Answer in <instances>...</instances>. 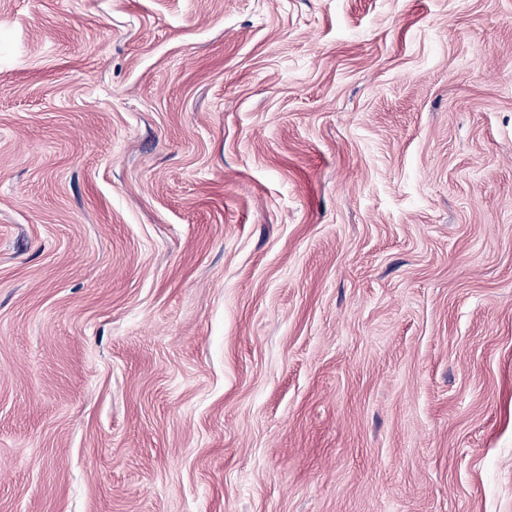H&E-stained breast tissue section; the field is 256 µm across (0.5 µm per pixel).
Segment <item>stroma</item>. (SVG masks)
I'll return each instance as SVG.
<instances>
[{
	"instance_id": "35a3bbf8",
	"label": "stroma",
	"mask_w": 512,
	"mask_h": 512,
	"mask_svg": "<svg viewBox=\"0 0 512 512\" xmlns=\"http://www.w3.org/2000/svg\"><path fill=\"white\" fill-rule=\"evenodd\" d=\"M0 512H512V0H0Z\"/></svg>"
}]
</instances>
